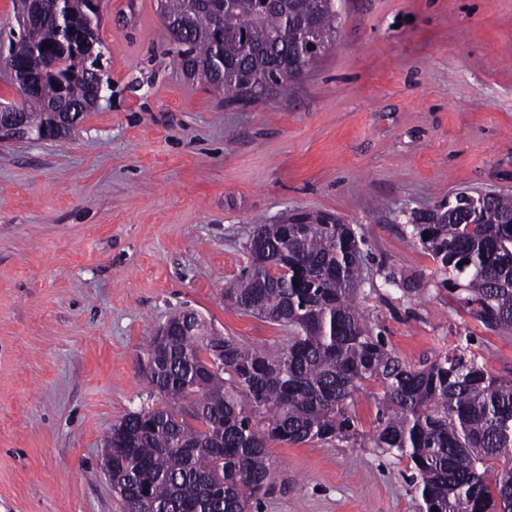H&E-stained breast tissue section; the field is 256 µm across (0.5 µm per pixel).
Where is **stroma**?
Listing matches in <instances>:
<instances>
[{
	"instance_id": "1",
	"label": "stroma",
	"mask_w": 512,
	"mask_h": 512,
	"mask_svg": "<svg viewBox=\"0 0 512 512\" xmlns=\"http://www.w3.org/2000/svg\"><path fill=\"white\" fill-rule=\"evenodd\" d=\"M98 35V107L66 138L0 146V512H122L104 437L158 402L156 329L191 308L247 346L286 345L224 286L254 225L293 214L362 235L361 306L402 361L464 338L512 378V332L470 314L410 235L413 212L458 192L512 195V0H343L287 96L235 103L186 78L157 0H106ZM381 393L355 395L350 442L271 444L257 512H421L408 461L369 442Z\"/></svg>"
}]
</instances>
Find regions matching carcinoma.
I'll return each instance as SVG.
<instances>
[{"label": "carcinoma", "instance_id": "cac0c4a2", "mask_svg": "<svg viewBox=\"0 0 512 512\" xmlns=\"http://www.w3.org/2000/svg\"><path fill=\"white\" fill-rule=\"evenodd\" d=\"M66 27L95 38L103 14L65 0ZM340 0H158L177 57L192 81L232 100L288 90L334 43ZM45 0L43 19L19 22L33 51L0 67L39 70L38 99L17 106L41 126L72 112L71 134L88 111L85 51L59 49L63 32ZM224 24V40L214 38ZM319 53L299 55L306 35ZM0 36V41L5 39ZM475 206L443 203L414 217L412 237L459 281L461 302L490 330H512V197L486 194ZM301 224H257L250 265L224 301L288 328L275 353L225 336H178L147 374L157 408L112 427V488L124 512H252L274 488L273 442L332 445L355 435L349 400L366 382L382 388L372 447L410 462L425 512H512V379L493 375L468 348L411 366L373 332L357 300L363 265L353 228L326 213ZM466 264L459 265V262Z\"/></svg>", "mask_w": 512, "mask_h": 512}]
</instances>
